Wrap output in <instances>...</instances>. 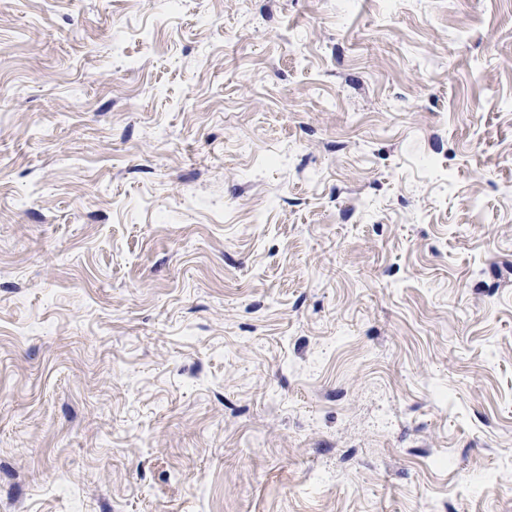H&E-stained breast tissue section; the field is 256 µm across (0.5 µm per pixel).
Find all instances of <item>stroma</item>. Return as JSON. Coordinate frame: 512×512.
<instances>
[{
	"label": "stroma",
	"instance_id": "obj_1",
	"mask_svg": "<svg viewBox=\"0 0 512 512\" xmlns=\"http://www.w3.org/2000/svg\"><path fill=\"white\" fill-rule=\"evenodd\" d=\"M0 512H512V0H0Z\"/></svg>",
	"mask_w": 512,
	"mask_h": 512
}]
</instances>
